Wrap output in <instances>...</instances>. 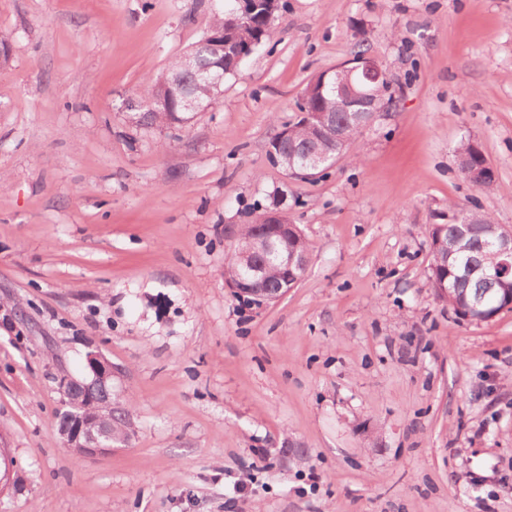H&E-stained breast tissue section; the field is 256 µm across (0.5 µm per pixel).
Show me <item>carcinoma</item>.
Here are the masks:
<instances>
[{
    "instance_id": "1",
    "label": "carcinoma",
    "mask_w": 512,
    "mask_h": 512,
    "mask_svg": "<svg viewBox=\"0 0 512 512\" xmlns=\"http://www.w3.org/2000/svg\"><path fill=\"white\" fill-rule=\"evenodd\" d=\"M206 28L224 33L227 42L263 44L269 40L273 29L266 20L264 11L253 15L249 22L238 23L232 10L227 8L214 14L206 23ZM195 68L188 71L183 68L181 58L171 61L166 68L144 79L137 101L127 103L126 110L133 113L134 119L141 125L190 121L192 113L183 108V95L190 94L200 101H212L211 78L217 74L228 77L238 66L224 61V68H218L219 57L215 51L202 42L194 44ZM335 73L328 74L325 80H313L303 90L302 97L306 110L317 115L321 112L336 113V122L350 129L351 136L359 132L353 113L336 111V94L330 85ZM377 102L385 111L396 107L397 97L391 91L389 78H384L376 88ZM291 147L303 150L309 145L305 140L308 127L302 121L291 124ZM457 152L466 155L470 164L481 165L486 162L483 152L470 139L460 143ZM263 231V226L248 224L240 234L232 249L224 269V277L235 281L244 276L247 270L261 262H267L261 255L248 251V242L252 235ZM439 256H448V266L435 262L431 268L430 284L435 297L448 305L460 319L476 316L481 312L492 315L505 307L512 298V284L495 282L486 278L483 271L491 270L498 262L493 247L489 246L501 227L487 214L466 212L455 205H448V223L437 224L429 229ZM76 396L82 403L99 406L112 402V392L89 385V381L80 379L75 388Z\"/></svg>"
}]
</instances>
